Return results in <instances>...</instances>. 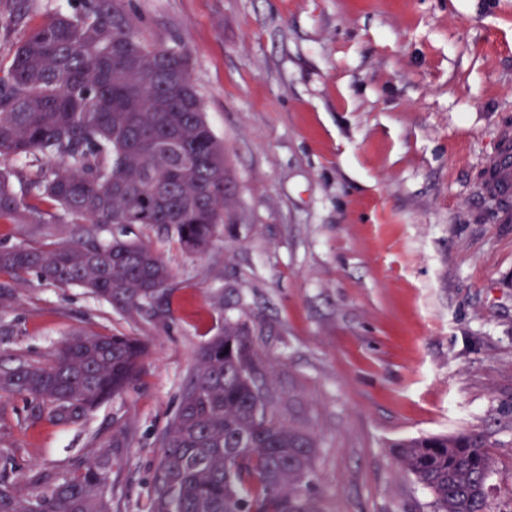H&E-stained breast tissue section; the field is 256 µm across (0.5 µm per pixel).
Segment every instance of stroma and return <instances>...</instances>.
Returning a JSON list of instances; mask_svg holds the SVG:
<instances>
[{
  "label": "stroma",
  "instance_id": "1",
  "mask_svg": "<svg viewBox=\"0 0 512 512\" xmlns=\"http://www.w3.org/2000/svg\"><path fill=\"white\" fill-rule=\"evenodd\" d=\"M0 26L17 45L72 0ZM150 42L193 55L224 143L220 235L108 224L171 272L172 314L111 307L85 288L0 273V364L45 360L71 334L147 347L125 391L58 426L0 394V467L73 476L111 455L112 512H145L161 449L203 344L245 320L285 422L311 431L325 512H431L397 441L477 431L492 512H512V223L480 194L512 130V0H126Z\"/></svg>",
  "mask_w": 512,
  "mask_h": 512
}]
</instances>
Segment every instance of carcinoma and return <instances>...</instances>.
<instances>
[{"label": "carcinoma", "mask_w": 512, "mask_h": 512, "mask_svg": "<svg viewBox=\"0 0 512 512\" xmlns=\"http://www.w3.org/2000/svg\"><path fill=\"white\" fill-rule=\"evenodd\" d=\"M191 53L155 46L124 0H75L16 47L0 77V216L30 236L61 228L23 208L5 164L38 163L34 186L76 222L72 243L0 252V272L78 284L125 312L156 315L171 273L141 241L104 242L105 224L173 225L189 252L221 230L227 206L224 143L192 83ZM146 353L130 336L76 334L45 362L0 371V391L30 395L34 413L69 425L120 394ZM246 322L228 317L200 350L180 407L161 434L147 512H321L310 495L318 458L310 431L285 423L259 383ZM400 471L429 490L433 512H491L487 441L473 432L393 445ZM112 458L73 477L33 472L17 494L0 475V512H112Z\"/></svg>", "instance_id": "obj_1"}]
</instances>
